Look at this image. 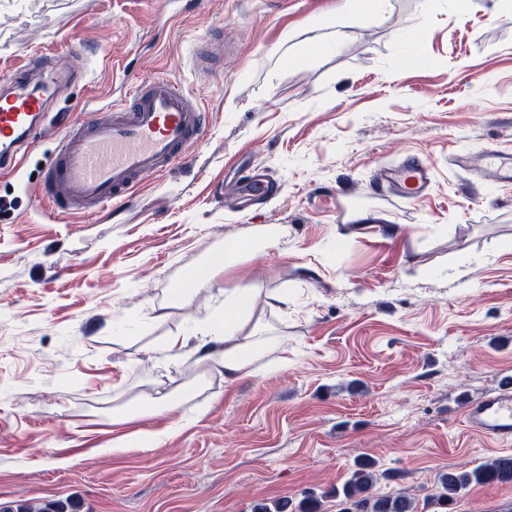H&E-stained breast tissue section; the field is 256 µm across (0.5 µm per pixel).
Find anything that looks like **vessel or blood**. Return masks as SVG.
<instances>
[{"instance_id": "vessel-or-blood-1", "label": "vessel or blood", "mask_w": 512, "mask_h": 512, "mask_svg": "<svg viewBox=\"0 0 512 512\" xmlns=\"http://www.w3.org/2000/svg\"><path fill=\"white\" fill-rule=\"evenodd\" d=\"M37 74L28 64L6 77L11 87L0 96V171L13 170L23 144L48 123L49 106L30 86ZM208 116L195 96L166 77L135 82L107 117L66 125L56 154L42 171L38 190L58 214H93L129 203L144 180L160 176L202 144ZM455 166L475 172L496 186L512 185V153L486 149L457 154ZM381 190L413 199L428 194L434 164L422 155L402 152L397 162L373 172ZM466 425L503 445L512 444V375L462 411Z\"/></svg>"}]
</instances>
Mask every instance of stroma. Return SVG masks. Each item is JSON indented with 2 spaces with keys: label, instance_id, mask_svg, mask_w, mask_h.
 <instances>
[{
  "label": "stroma",
  "instance_id": "stroma-1",
  "mask_svg": "<svg viewBox=\"0 0 512 512\" xmlns=\"http://www.w3.org/2000/svg\"><path fill=\"white\" fill-rule=\"evenodd\" d=\"M337 4L0 0V76L42 53L63 76L86 53L67 122L156 76L211 115L175 169L88 217L29 198L55 133L0 176V512H253L308 491L337 512L333 493L363 457L401 474L376 493L420 504L439 476L502 457L461 414L512 374V186L476 187L450 157L512 151V0H433L427 16L423 0H390L347 19L332 50L286 64ZM204 40L206 70L193 58ZM403 149L436 166L415 202L370 180ZM252 165L280 194L240 206ZM340 194L368 228L337 223ZM257 227L285 234L215 266ZM198 267L205 286L176 302L175 283ZM238 286L258 289L253 313L282 352L231 385L191 349L160 359L161 341ZM160 381L183 403L131 425L157 442L113 450L114 409ZM449 512H512V483L471 487Z\"/></svg>",
  "mask_w": 512,
  "mask_h": 512
}]
</instances>
